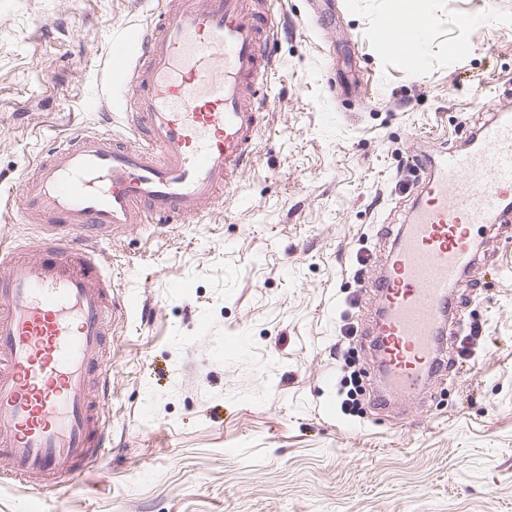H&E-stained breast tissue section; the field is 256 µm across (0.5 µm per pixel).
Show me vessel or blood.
<instances>
[{
	"label": "vessel or blood",
	"instance_id": "1",
	"mask_svg": "<svg viewBox=\"0 0 512 512\" xmlns=\"http://www.w3.org/2000/svg\"><path fill=\"white\" fill-rule=\"evenodd\" d=\"M427 14L398 16L380 41L418 65ZM275 25L248 0H163L150 24L111 43L109 80L132 130L117 144L84 130L55 140L19 192L41 230L37 258L0 254V464L40 492H69L111 445L108 323L126 304L93 239L207 212L253 161L257 100ZM424 179L410 223L380 260L369 333L392 395L412 394L458 339L451 288L479 261L471 229L512 221V113L464 150L414 158Z\"/></svg>",
	"mask_w": 512,
	"mask_h": 512
}]
</instances>
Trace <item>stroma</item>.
<instances>
[{
    "instance_id": "1",
    "label": "stroma",
    "mask_w": 512,
    "mask_h": 512,
    "mask_svg": "<svg viewBox=\"0 0 512 512\" xmlns=\"http://www.w3.org/2000/svg\"><path fill=\"white\" fill-rule=\"evenodd\" d=\"M159 0H0V239L30 247L17 194L53 139L129 130L108 43ZM268 0L275 73L255 159L204 222L96 243L132 298L112 336V446L78 493L0 482V512H512V222L475 238L484 267L452 289L467 363L417 396L344 408L341 328L367 326L373 282L419 193L421 149L466 143L512 103V0ZM430 18L421 69L378 32ZM477 18L474 26L464 25ZM461 46L449 56V45Z\"/></svg>"
}]
</instances>
